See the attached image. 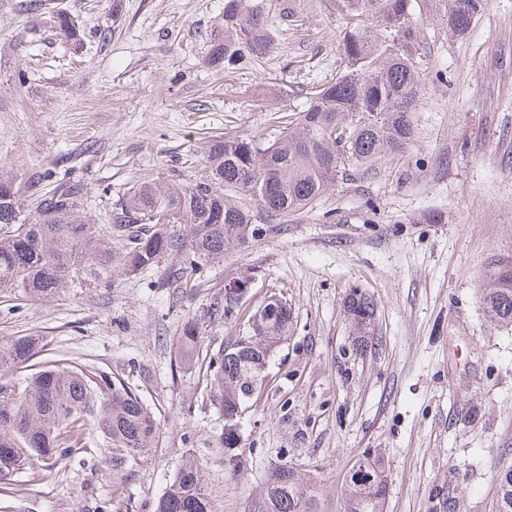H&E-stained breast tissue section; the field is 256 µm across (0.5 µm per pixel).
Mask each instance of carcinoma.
<instances>
[{"mask_svg":"<svg viewBox=\"0 0 512 512\" xmlns=\"http://www.w3.org/2000/svg\"><path fill=\"white\" fill-rule=\"evenodd\" d=\"M348 17L341 51L345 71L309 93L308 107L286 115L280 137L263 145L254 136L226 133L208 141L202 167L189 184L177 174L138 180L112 207L109 222L90 223L85 206L88 188L63 174L45 189L47 173L29 177L0 170V288L26 298L52 299L71 288L111 283L112 271L136 275L168 255L180 257L164 281L204 283L207 263L242 250L259 237L280 230L288 217L323 197L337 182L349 181L358 169L412 142L413 112L420 101L413 49L419 30L409 23L412 0H337ZM484 0H448V22L466 33L483 10ZM296 18L293 3L282 0H224V33L210 41L208 64L232 73L261 60L271 47L273 28ZM381 29L373 31V24ZM60 36L76 40L66 15L54 20ZM168 213L167 223L151 215ZM482 303L502 327L512 326V257H498L487 267ZM232 301L216 302L211 322L239 313ZM345 310L357 334L368 342L375 304L354 290ZM249 331L232 340L236 348L209 357L206 395L224 416L246 406L269 363L292 326L285 302L259 307L247 320ZM201 327L186 324L180 333L182 357L192 360L201 342ZM40 337L0 339V369L30 367ZM109 394L97 416V428L112 446V476L118 477L140 456L156 447L159 428L151 409L123 382L101 374L91 380L83 368L61 360L28 375L24 383L0 381V477L29 457L64 460L78 445L82 427L97 394ZM347 481L345 512H384V462L362 456ZM267 482L259 512H314L311 482L294 468L278 465ZM493 512H512V466L497 471ZM156 512H212L200 468L188 460L160 497Z\"/></svg>","mask_w":512,"mask_h":512,"instance_id":"cac0c4a2","label":"carcinoma"}]
</instances>
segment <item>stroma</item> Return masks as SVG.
I'll list each match as a JSON object with an SVG mask.
<instances>
[{"instance_id":"obj_1","label":"stroma","mask_w":512,"mask_h":512,"mask_svg":"<svg viewBox=\"0 0 512 512\" xmlns=\"http://www.w3.org/2000/svg\"><path fill=\"white\" fill-rule=\"evenodd\" d=\"M0 0V165L80 177L91 223L141 176L188 181L210 136L280 134L278 109L340 76L347 26L336 0H294L296 23L263 66L234 74L206 62L224 0ZM65 12L72 45L48 18ZM422 95L404 152L337 184L284 232L209 263L175 293L150 272L51 300L0 290V337L39 336L40 360L77 362L135 390L160 429L157 448L121 480L94 421L59 462L32 458L7 480L0 512H154L186 459L214 512H258L269 472L292 466L316 486V512H345V479L364 454L385 460L384 512H491L494 474L512 466V329L489 320L482 278L512 256V0H485L463 35L446 0H413ZM28 80L15 82L18 71ZM246 282L243 313L204 324L225 284ZM376 304L366 346L344 312L351 291ZM292 309L289 336L245 412L236 459L203 369L176 337L203 323L216 354L267 297Z\"/></svg>"}]
</instances>
